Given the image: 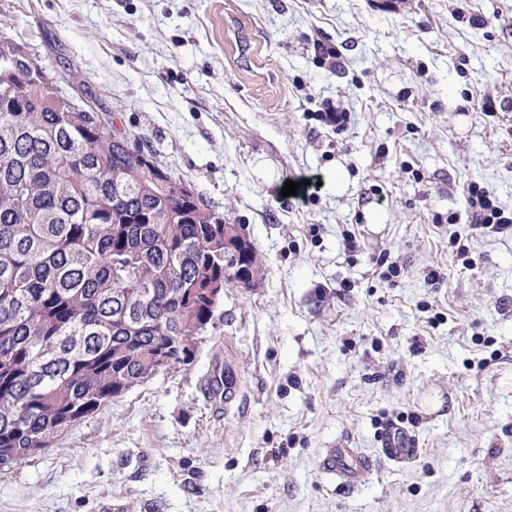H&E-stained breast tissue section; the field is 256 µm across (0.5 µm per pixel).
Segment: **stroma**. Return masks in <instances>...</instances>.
Here are the masks:
<instances>
[{
	"instance_id": "stroma-1",
	"label": "stroma",
	"mask_w": 512,
	"mask_h": 512,
	"mask_svg": "<svg viewBox=\"0 0 512 512\" xmlns=\"http://www.w3.org/2000/svg\"><path fill=\"white\" fill-rule=\"evenodd\" d=\"M454 6L0 0V35L223 206L265 266L225 288L192 363L0 468V512H512V236L473 230L464 196L475 180L512 210V0ZM339 164L342 195L322 184ZM303 180L306 200L282 196ZM229 372L228 404L210 385ZM392 421L418 443L404 463L380 448ZM339 441L372 459L350 488L320 467ZM314 58L320 67L334 73L342 69V55L336 44L320 39L314 40L312 43ZM320 121L325 125L334 127L336 130L344 126L347 120V114L344 109L336 105L333 100L323 99L319 104Z\"/></svg>"
}]
</instances>
